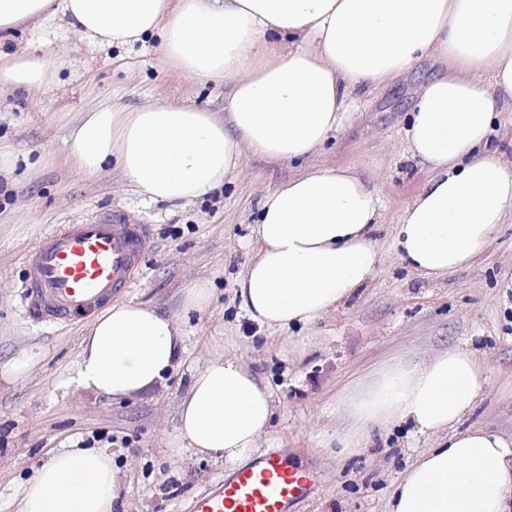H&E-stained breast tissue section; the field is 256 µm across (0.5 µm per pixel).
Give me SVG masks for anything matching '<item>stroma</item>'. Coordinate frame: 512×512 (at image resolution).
I'll list each match as a JSON object with an SVG mask.
<instances>
[{
  "label": "stroma",
  "instance_id": "1",
  "mask_svg": "<svg viewBox=\"0 0 512 512\" xmlns=\"http://www.w3.org/2000/svg\"><path fill=\"white\" fill-rule=\"evenodd\" d=\"M10 50L64 51L68 68L31 98L0 97V138L22 152L46 154L36 176L0 177V512H18L20 493L53 452L93 440L109 449L122 487L115 512H190L194 497L226 477L223 461L175 450L178 407L193 372L230 356L268 386L276 415L257 453L280 450L318 474L293 512H387L405 467L431 438L399 424L344 458L329 448L351 420L346 395L384 364L413 365L465 344L486 365L474 410L464 420L512 435V222L501 225L487 253L470 267L430 280L398 258L400 210L430 177L405 150V129L418 88L441 65L426 57L367 95L343 128L311 158L275 162L246 154L233 182L194 204L172 207L137 197L122 172L80 173L65 163L69 128L103 102L135 108L189 103L223 112V80L194 81L163 62L155 41L117 49L73 32L64 20L20 27ZM316 165L354 168L382 200L376 244L382 261L368 287L343 308L310 325L270 329L248 318L239 279L259 244L263 197ZM120 217L144 225L150 248L123 300L154 307L183 323V362L161 385L109 400L67 385L92 317L65 323L38 319L24 299L26 254L63 224ZM209 282V306L184 315V288ZM26 371L7 376L13 361Z\"/></svg>",
  "mask_w": 512,
  "mask_h": 512
}]
</instances>
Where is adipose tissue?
Here are the masks:
<instances>
[{"label": "adipose tissue", "mask_w": 512, "mask_h": 512, "mask_svg": "<svg viewBox=\"0 0 512 512\" xmlns=\"http://www.w3.org/2000/svg\"><path fill=\"white\" fill-rule=\"evenodd\" d=\"M58 17L108 46L154 39L188 79L231 81L222 118L185 103H103L72 127L69 165L93 175L118 163L143 201L188 205L222 188L248 151L304 160L343 127L354 96L433 57L442 69L421 86L405 130L408 152L433 175L401 210L396 254L442 278L478 260L512 217V162L488 146L500 114L512 112V0H0V41ZM65 66L49 50H0V96H37ZM381 207L379 193L341 166L265 196L260 245L239 280L248 316L288 329L342 308L381 262L372 237ZM183 351L173 318L117 301L93 321L70 381L135 396L162 382ZM483 385L481 360L458 345L421 364H386L350 396L343 453L399 423L437 439L400 474L388 512H512V438L462 424ZM274 414L264 383L218 358L193 374L177 437L182 450L232 469L251 458ZM120 483L108 449L61 450L25 483L19 512H112Z\"/></svg>", "instance_id": "ef3b65f1"}]
</instances>
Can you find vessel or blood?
Segmentation results:
<instances>
[{
  "mask_svg": "<svg viewBox=\"0 0 512 512\" xmlns=\"http://www.w3.org/2000/svg\"><path fill=\"white\" fill-rule=\"evenodd\" d=\"M149 248L143 226L112 218L46 233L26 259V292L41 317L64 322L103 307L130 283ZM312 473L271 452L195 497L191 512H290Z\"/></svg>",
  "mask_w": 512,
  "mask_h": 512,
  "instance_id": "1",
  "label": "vessel or blood"
}]
</instances>
